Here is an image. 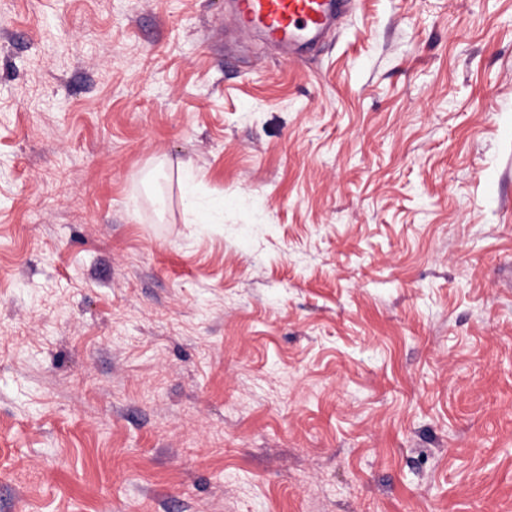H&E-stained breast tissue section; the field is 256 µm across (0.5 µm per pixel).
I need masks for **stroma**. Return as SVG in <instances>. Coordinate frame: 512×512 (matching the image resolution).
Returning a JSON list of instances; mask_svg holds the SVG:
<instances>
[{
	"mask_svg": "<svg viewBox=\"0 0 512 512\" xmlns=\"http://www.w3.org/2000/svg\"><path fill=\"white\" fill-rule=\"evenodd\" d=\"M0 0V512H512V0ZM228 23L243 38L257 34L289 63L299 62L336 28L356 0H229ZM227 23V25H228Z\"/></svg>",
	"mask_w": 512,
	"mask_h": 512,
	"instance_id": "obj_1",
	"label": "stroma"
}]
</instances>
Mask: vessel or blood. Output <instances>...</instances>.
Wrapping results in <instances>:
<instances>
[{
  "instance_id": "b4317fda",
  "label": "vessel or blood",
  "mask_w": 512,
  "mask_h": 512,
  "mask_svg": "<svg viewBox=\"0 0 512 512\" xmlns=\"http://www.w3.org/2000/svg\"><path fill=\"white\" fill-rule=\"evenodd\" d=\"M356 0H230L228 22L238 36L256 34L299 62L336 27Z\"/></svg>"
}]
</instances>
